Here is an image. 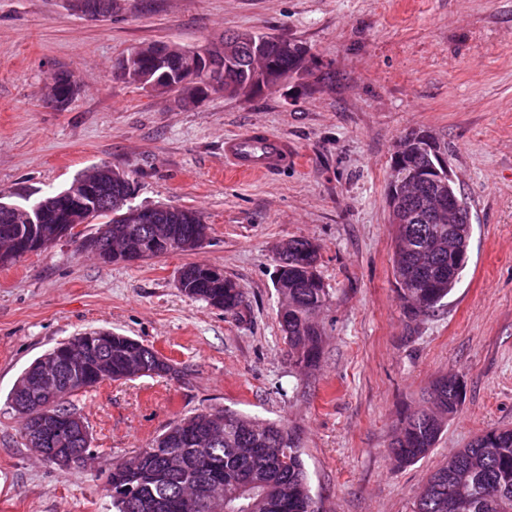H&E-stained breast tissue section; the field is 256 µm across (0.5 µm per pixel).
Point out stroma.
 Instances as JSON below:
<instances>
[{
  "label": "stroma",
  "instance_id": "35a3bbf8",
  "mask_svg": "<svg viewBox=\"0 0 512 512\" xmlns=\"http://www.w3.org/2000/svg\"><path fill=\"white\" fill-rule=\"evenodd\" d=\"M240 31L304 44V71L192 103L114 75L137 45L204 50ZM61 71L77 92L55 107L45 97ZM254 127L288 139L298 163L225 173V137ZM412 130L447 152L472 216L460 283L414 322L395 290L386 204L394 146ZM102 163L133 180V204L197 210L209 237L110 264L67 238L0 266V512H113V463L206 409L293 430L320 512H414L451 454L512 428V0H112L106 17L70 0H0V192L37 199ZM292 238L320 244L330 291L312 370L290 360L277 319L275 248ZM190 263L235 280L245 318L185 296L177 275ZM92 330L136 339L177 372L73 395L93 455L63 469L25 442L9 394L36 358ZM449 375L464 386L458 413L425 458L398 465L401 418Z\"/></svg>",
  "mask_w": 512,
  "mask_h": 512
}]
</instances>
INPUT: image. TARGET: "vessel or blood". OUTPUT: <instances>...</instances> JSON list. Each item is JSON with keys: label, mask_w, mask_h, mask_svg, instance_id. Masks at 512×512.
<instances>
[{"label": "vessel or blood", "mask_w": 512, "mask_h": 512, "mask_svg": "<svg viewBox=\"0 0 512 512\" xmlns=\"http://www.w3.org/2000/svg\"><path fill=\"white\" fill-rule=\"evenodd\" d=\"M296 151L288 140L256 127L224 140V163L233 173L256 176L295 165Z\"/></svg>", "instance_id": "b4317fda"}]
</instances>
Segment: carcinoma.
Instances as JSON below:
<instances>
[{"label": "carcinoma", "instance_id": "carcinoma-1", "mask_svg": "<svg viewBox=\"0 0 512 512\" xmlns=\"http://www.w3.org/2000/svg\"><path fill=\"white\" fill-rule=\"evenodd\" d=\"M262 44L264 54L280 76L299 73V45L271 34L250 31L224 36L235 56L234 67L224 69V91L230 96L250 80V47ZM172 58L165 67L170 90H178L180 59L186 47L170 43ZM74 185L36 200L43 223L29 226L5 220L8 207L0 204V241L24 235L33 228L47 244L60 232L56 224L60 201ZM435 190L453 198L468 214L466 198L451 182ZM163 224L151 228L180 241L189 240L200 228L191 218L192 209L169 207ZM93 218L112 224V236L122 237L132 227L126 209L95 211ZM471 234L462 224L413 221L395 225L393 274L396 292L405 316H426L444 306L458 284L464 267L461 255L469 254ZM321 246L306 239L288 240V250L277 258L275 284L285 313L278 314L295 365L315 368L322 352V332L311 322L315 310L325 306L329 288L318 271ZM183 285L186 296L202 300L234 318L247 312L245 293L232 279L212 281L186 265ZM149 374L172 375L176 367L159 363L152 348L128 336L112 333L92 338L85 358L74 369L71 387L49 401L40 385L32 381L29 366L13 387L12 405L28 410L32 420L52 412L65 426L64 436L52 437L49 448L83 451L87 441L74 418L81 417L69 401L80 390L105 381ZM433 408L421 409L401 421L391 453L401 465L411 464L434 448L448 419L463 402V385L454 378H441L430 389ZM112 504L117 512H319L311 495L308 474L298 441L288 427L259 422L242 414L202 410L171 424L152 447L135 452L112 466ZM416 512H512V428H492L478 435L448 458L446 465L430 475L419 496Z\"/></svg>", "mask_w": 512, "mask_h": 512}]
</instances>
